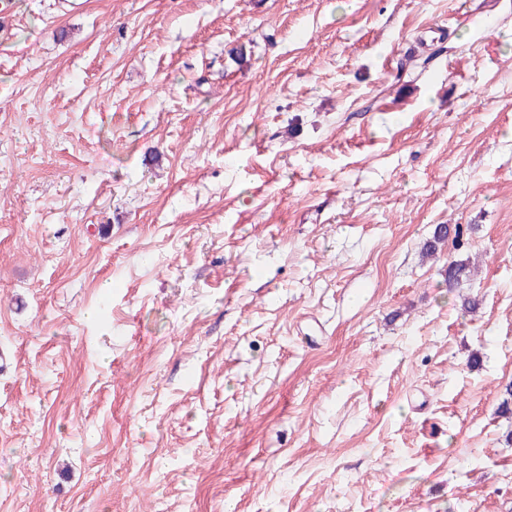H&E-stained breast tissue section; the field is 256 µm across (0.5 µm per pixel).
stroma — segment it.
<instances>
[{
  "label": "stroma",
  "mask_w": 512,
  "mask_h": 512,
  "mask_svg": "<svg viewBox=\"0 0 512 512\" xmlns=\"http://www.w3.org/2000/svg\"><path fill=\"white\" fill-rule=\"evenodd\" d=\"M0 350V512H512V0H12Z\"/></svg>",
  "instance_id": "1"
}]
</instances>
